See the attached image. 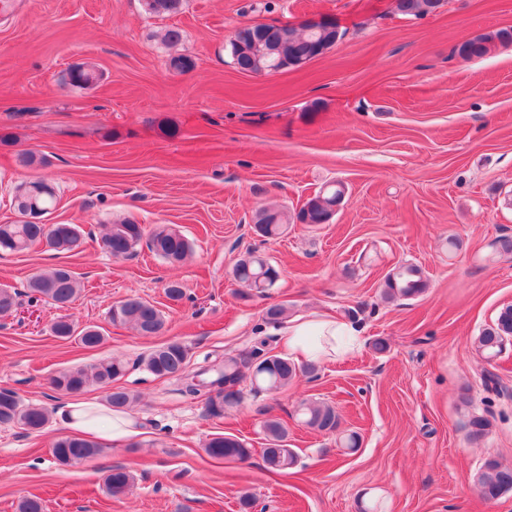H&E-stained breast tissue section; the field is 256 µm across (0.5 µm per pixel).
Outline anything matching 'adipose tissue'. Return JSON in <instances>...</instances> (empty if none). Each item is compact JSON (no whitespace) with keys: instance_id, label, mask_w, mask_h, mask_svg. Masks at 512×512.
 Segmentation results:
<instances>
[{"instance_id":"ef3b65f1","label":"adipose tissue","mask_w":512,"mask_h":512,"mask_svg":"<svg viewBox=\"0 0 512 512\" xmlns=\"http://www.w3.org/2000/svg\"><path fill=\"white\" fill-rule=\"evenodd\" d=\"M357 337V328L345 320L296 318L289 320L283 332V343L290 356L313 362L335 356L337 342ZM55 418L70 432L105 442H120L140 433L137 421L130 415L84 400L57 404Z\"/></svg>"}]
</instances>
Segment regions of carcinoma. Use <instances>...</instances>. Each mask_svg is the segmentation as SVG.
I'll list each match as a JSON object with an SVG mask.
<instances>
[{
	"instance_id": "carcinoma-1",
	"label": "carcinoma",
	"mask_w": 512,
	"mask_h": 512,
	"mask_svg": "<svg viewBox=\"0 0 512 512\" xmlns=\"http://www.w3.org/2000/svg\"><path fill=\"white\" fill-rule=\"evenodd\" d=\"M147 14L170 16L181 8L182 0H143ZM433 0H402L398 12L404 16L423 17L433 12ZM275 27L257 24L234 33L238 42H230L231 56L236 68L243 72L259 73L266 68L286 69L300 67L322 56L336 44V32L324 27L313 30L307 24L288 28V40L279 51L280 61L274 62L257 49H252L251 33H270ZM499 42L512 44V31L499 30L495 33L468 40L456 48V53L464 60L481 57L487 53L490 44ZM96 80L94 68L83 64L68 72L69 84L84 88ZM344 191L331 187L309 198L299 212L292 216L286 210H260L255 217L256 232L266 238H278L284 234L291 220L303 224H321L328 208L341 201ZM57 202L54 189L42 178L26 180L15 187L11 206L17 220L11 224H0V251L4 253L23 252L39 243L46 244L58 253L79 251L84 243L83 229L78 224H47L30 220L38 213L46 217L52 213ZM164 262L174 265L183 262L192 253V243L178 230L167 225H157L146 230L142 225L129 219L105 225L100 239L103 250L115 258L133 254L141 243ZM280 271L267 258L255 252L237 262L234 276L246 287L263 292L275 287ZM27 288L36 297L57 307L72 303L78 296L81 285L76 275L66 267L34 273L27 282ZM427 288L423 269L414 264L402 265L399 270L386 276L382 296L386 300L409 299L421 294ZM17 292L8 285L0 284V315L9 313L15 306ZM109 322L113 325H128L143 336L160 333L166 324L165 314L153 303L139 297H128L108 311ZM59 338L77 337L85 347H95L103 340V334L96 326L78 327L74 322L61 318L51 327ZM512 336V305L500 310L494 322L475 337L474 344L485 358L490 359L501 352L503 338ZM142 363L145 369L177 385V391L189 397L204 398L209 416L221 418L224 412L240 404L242 391L224 392V385L234 386L245 377H250L256 388L262 391H275L287 387L299 372L313 374L317 371L310 363L302 369L288 358L271 354L262 340L248 352L229 354L209 368L210 380L200 385L195 379L198 373L189 371L187 348L177 342H167L149 352ZM125 364L117 359L101 360L88 367H78L59 372L51 378L53 388L67 395L82 392L90 385L107 387L118 381L125 373ZM135 401L134 395L118 389L107 394V402L115 411H124ZM458 406L464 411L468 437L479 442L490 433L492 423L474 407L470 395L460 393ZM302 422L315 430L333 433L339 426L336 409L325 403L306 401L298 409ZM49 409L36 403L24 402L12 390H0V425H18L28 431H38L47 425ZM263 428L267 446L263 449L264 462L270 468L284 471L296 463L292 449L285 447L288 430L276 418L265 420ZM103 451L95 441L74 435L58 437L51 453L63 465L87 462ZM204 451L215 460H245L251 449L232 434H215L210 437ZM132 481V475L123 467H115L104 477V486L112 497L125 494ZM473 484L482 498L497 499L512 492V464L505 463L495 456L484 459L479 471L473 477Z\"/></svg>"
}]
</instances>
